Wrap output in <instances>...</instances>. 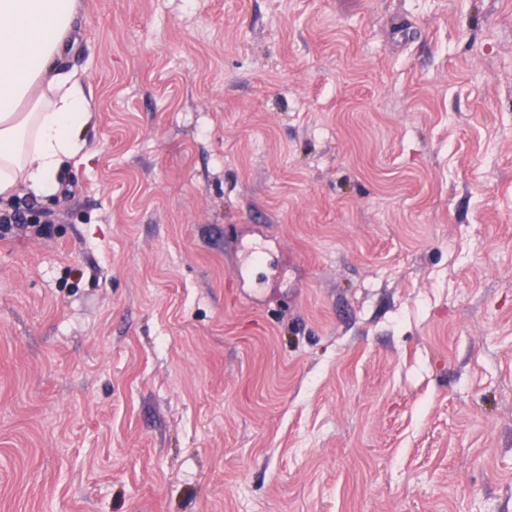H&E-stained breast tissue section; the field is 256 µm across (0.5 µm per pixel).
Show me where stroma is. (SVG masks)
I'll list each match as a JSON object with an SVG mask.
<instances>
[{
	"label": "stroma",
	"mask_w": 512,
	"mask_h": 512,
	"mask_svg": "<svg viewBox=\"0 0 512 512\" xmlns=\"http://www.w3.org/2000/svg\"><path fill=\"white\" fill-rule=\"evenodd\" d=\"M77 4L0 512H512V0Z\"/></svg>",
	"instance_id": "stroma-1"
}]
</instances>
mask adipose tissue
I'll return each instance as SVG.
<instances>
[{
	"mask_svg": "<svg viewBox=\"0 0 512 512\" xmlns=\"http://www.w3.org/2000/svg\"><path fill=\"white\" fill-rule=\"evenodd\" d=\"M76 8V0H0V198L20 185L54 196L85 150L92 101L77 74L54 66Z\"/></svg>",
	"mask_w": 512,
	"mask_h": 512,
	"instance_id": "obj_1",
	"label": "adipose tissue"
}]
</instances>
